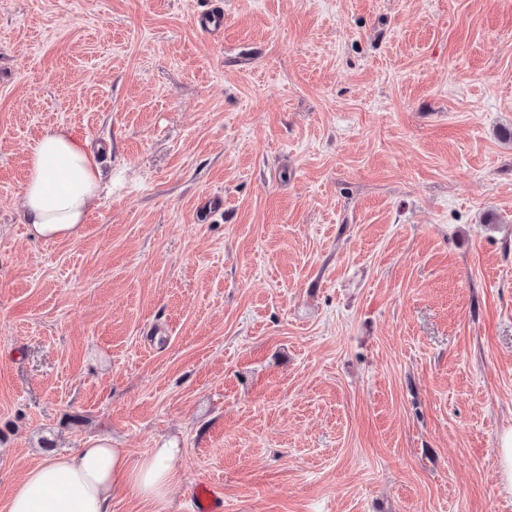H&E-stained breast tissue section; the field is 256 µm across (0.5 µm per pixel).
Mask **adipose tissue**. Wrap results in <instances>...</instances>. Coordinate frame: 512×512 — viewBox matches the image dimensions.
<instances>
[{
  "mask_svg": "<svg viewBox=\"0 0 512 512\" xmlns=\"http://www.w3.org/2000/svg\"><path fill=\"white\" fill-rule=\"evenodd\" d=\"M103 189L85 143L61 129L46 131L30 148L22 192L30 234L45 240L79 236L90 202ZM178 453L165 444L133 461L112 439H91L74 453L42 459L15 486L8 512H111L112 494L121 488L165 505Z\"/></svg>",
  "mask_w": 512,
  "mask_h": 512,
  "instance_id": "obj_1",
  "label": "adipose tissue"
}]
</instances>
